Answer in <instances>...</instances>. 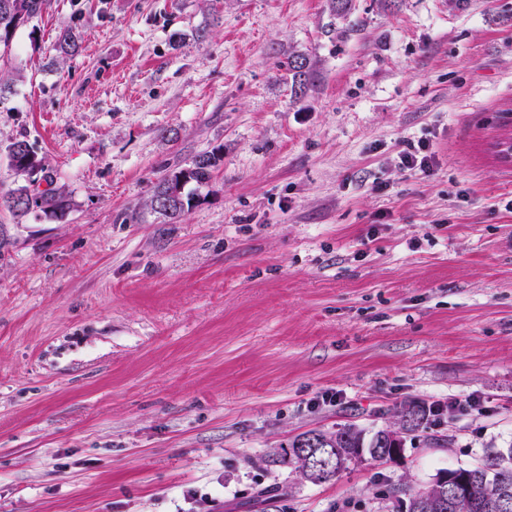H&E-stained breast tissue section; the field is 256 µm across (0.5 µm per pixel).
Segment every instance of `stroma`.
Masks as SVG:
<instances>
[{
	"label": "stroma",
	"instance_id": "stroma-1",
	"mask_svg": "<svg viewBox=\"0 0 512 512\" xmlns=\"http://www.w3.org/2000/svg\"><path fill=\"white\" fill-rule=\"evenodd\" d=\"M0 77V196L24 140L69 200L0 210V512H395L512 444V0H42ZM218 147L164 223L153 186ZM412 403L398 461H276ZM277 68L284 71L291 80V88L294 95H303L308 88L310 66L307 58L301 55H288L285 60L279 61ZM399 159L404 168L423 174L432 173L435 165L434 152L425 142H418L417 146L409 143L403 151L399 152Z\"/></svg>",
	"mask_w": 512,
	"mask_h": 512
}]
</instances>
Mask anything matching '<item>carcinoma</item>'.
I'll use <instances>...</instances> for the list:
<instances>
[{
    "label": "carcinoma",
    "instance_id": "obj_1",
    "mask_svg": "<svg viewBox=\"0 0 512 512\" xmlns=\"http://www.w3.org/2000/svg\"><path fill=\"white\" fill-rule=\"evenodd\" d=\"M14 2L16 0H0V48L5 54L15 31L23 26L14 13ZM277 68L291 80L294 95L305 93L310 77L307 58L291 54L279 61ZM10 147V164L27 176V183L1 197L0 206L16 216H26L33 211H39L48 218L63 216L67 209L65 190L53 185V180L46 175L44 160L37 157L24 140L13 142ZM222 160L223 150L217 148L196 155L187 167L169 171L152 190L151 209L168 218L169 223H176L197 201L196 193L190 186L207 184ZM35 181H44L48 185V189L40 192L37 198L30 194V185ZM408 423L412 431H423L428 428L429 414L419 405H407L400 411V425ZM387 433V429L368 431L354 424L344 425L333 432L310 430L293 438L288 450L281 454V462L294 467L303 478L313 482L331 480L358 462L356 448L361 446L369 454L381 436ZM312 440L322 448H341L343 453L340 459L333 458L316 471L307 469L300 452ZM450 473L457 475L465 486L467 506L460 509L443 505L441 493L435 487L397 488L394 493L405 497L408 512H496L494 502L497 497L512 493V447L493 450L482 462L460 466L450 470Z\"/></svg>",
    "mask_w": 512,
    "mask_h": 512
}]
</instances>
